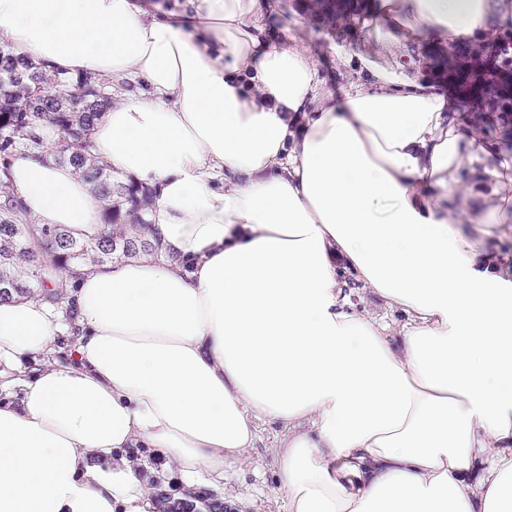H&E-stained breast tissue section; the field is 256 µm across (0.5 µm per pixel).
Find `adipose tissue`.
I'll list each match as a JSON object with an SVG mask.
<instances>
[{
  "instance_id": "obj_1",
  "label": "adipose tissue",
  "mask_w": 512,
  "mask_h": 512,
  "mask_svg": "<svg viewBox=\"0 0 512 512\" xmlns=\"http://www.w3.org/2000/svg\"><path fill=\"white\" fill-rule=\"evenodd\" d=\"M383 7L387 37L512 24V0ZM263 25L258 0H0L15 57L133 83L91 152L154 190L160 239L83 268L72 312L0 303V512H152L129 449L214 486L260 421L288 512H512V157L403 66L361 59L337 96ZM35 132L0 183L92 238L105 200ZM345 291L346 293L352 295V300L358 305L359 309H366L374 316L384 318L385 321H392V319L401 321L403 319V317L399 314H391L385 311L380 302L375 298L368 295H362V293L357 288V285L352 281L349 282ZM362 297H364L365 300H362Z\"/></svg>"
}]
</instances>
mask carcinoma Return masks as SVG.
I'll return each mask as SVG.
<instances>
[{"label": "carcinoma", "instance_id": "1", "mask_svg": "<svg viewBox=\"0 0 512 512\" xmlns=\"http://www.w3.org/2000/svg\"><path fill=\"white\" fill-rule=\"evenodd\" d=\"M18 64L26 61L0 50V150L39 146L34 125L43 120L68 138L59 152L61 158L75 166L107 201L103 232L83 241L62 227L12 222L4 217V212L13 210L11 196H5L0 212V302L25 294L57 306L68 299L70 279L84 265L156 253V238L142 217L152 203V193L113 178L105 167L92 162L84 136L100 112H87L85 105L102 90L98 80H78L73 89L81 94L69 101L70 111L62 112L55 98H32L12 85Z\"/></svg>", "mask_w": 512, "mask_h": 512}]
</instances>
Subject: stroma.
<instances>
[{"label": "stroma", "instance_id": "1", "mask_svg": "<svg viewBox=\"0 0 512 512\" xmlns=\"http://www.w3.org/2000/svg\"><path fill=\"white\" fill-rule=\"evenodd\" d=\"M262 39H294L309 49L327 89L343 91L358 80L354 61L366 56L383 66L403 65L440 90L448 88V50L430 40L410 42L398 49L377 35L366 19L327 12L321 0H276L264 16ZM347 55L339 57L336 46ZM279 426L261 423L252 448L224 464L221 489H186L177 471H161L152 456H145L139 475L154 495L193 502L195 512H214L223 504L229 512H285L286 493L278 484L276 445Z\"/></svg>", "mask_w": 512, "mask_h": 512}]
</instances>
